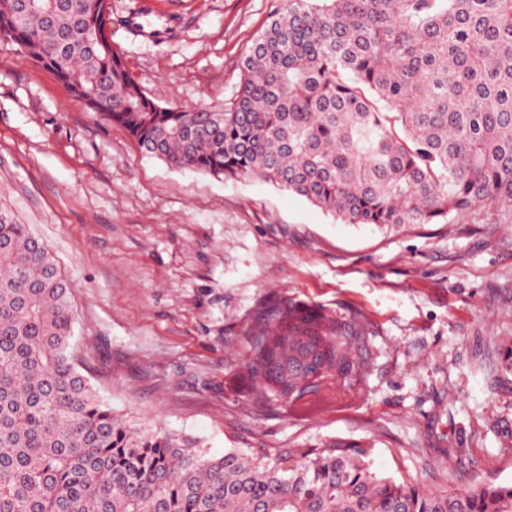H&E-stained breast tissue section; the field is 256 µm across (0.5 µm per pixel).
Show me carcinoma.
Returning a JSON list of instances; mask_svg holds the SVG:
<instances>
[{
    "label": "carcinoma",
    "mask_w": 512,
    "mask_h": 512,
    "mask_svg": "<svg viewBox=\"0 0 512 512\" xmlns=\"http://www.w3.org/2000/svg\"><path fill=\"white\" fill-rule=\"evenodd\" d=\"M0 37L175 168L270 183L345 224L512 220V0H288L222 110L165 107L95 0H0ZM70 285L0 207V512H512V485L420 491L331 441L273 458L143 431L73 362ZM360 336L291 301L246 338L255 398L358 382Z\"/></svg>",
    "instance_id": "1"
}]
</instances>
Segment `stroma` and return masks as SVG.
Listing matches in <instances>:
<instances>
[{"label":"stroma","instance_id":"stroma-1","mask_svg":"<svg viewBox=\"0 0 512 512\" xmlns=\"http://www.w3.org/2000/svg\"><path fill=\"white\" fill-rule=\"evenodd\" d=\"M112 40L160 103L221 106L288 0H111ZM0 204L68 280L77 367L114 415L209 455L370 448L455 492L512 484V223L344 224L260 181L176 169L0 38ZM290 299L358 320L360 383L258 404L244 336Z\"/></svg>","mask_w":512,"mask_h":512}]
</instances>
